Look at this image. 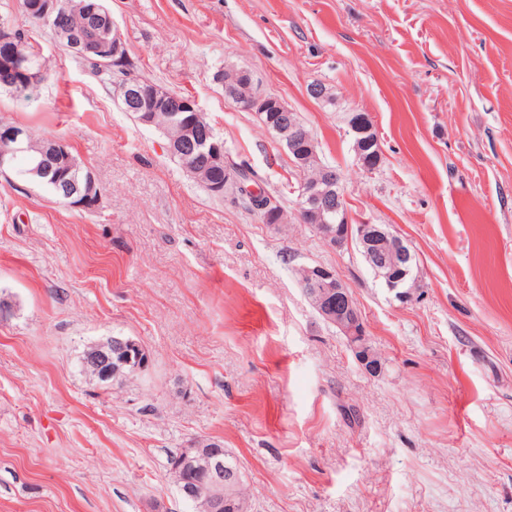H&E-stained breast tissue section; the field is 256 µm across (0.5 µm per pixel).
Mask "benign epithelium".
<instances>
[{"instance_id":"1","label":"benign epithelium","mask_w":512,"mask_h":512,"mask_svg":"<svg viewBox=\"0 0 512 512\" xmlns=\"http://www.w3.org/2000/svg\"><path fill=\"white\" fill-rule=\"evenodd\" d=\"M107 18L112 32L94 37L74 35L70 39V49L77 55L95 59L100 63L110 64L116 69L128 57V51L112 14L104 6H99ZM58 0H36L30 7L31 18L38 22H50L58 19ZM18 50L12 28L0 27V51L13 55ZM114 96L125 112H131L135 119L144 125H154L151 110L145 107L150 100L160 104L179 115L182 140L167 143L170 155L187 158L190 150L206 154L224 164V144L210 141L199 135V124L204 114L196 101L190 97L169 99L164 88L157 85H145L141 77L132 70L113 85ZM224 97L238 107L254 112L262 118L267 127H272L279 141L288 152L295 153L297 145L306 143L309 154L301 159L302 164L319 161L316 142L311 133L297 124L292 111L280 99L260 95L256 90L250 91L246 102L238 100L234 88L224 86ZM269 109L279 112L274 118L263 116ZM348 134L355 141L370 135L377 140L372 120L364 113H354L348 120ZM32 134L18 125L0 124V171L10 167L15 153L23 151L30 144ZM69 171H60L56 183L67 188L66 198L75 208L93 209L99 205L95 195L96 177L93 171L84 175L82 186L72 184L68 179ZM335 213L340 217L339 223L330 224L324 214ZM296 218L303 224H309L333 248H341L354 242L360 247L365 261L371 267H383L387 259L378 250L380 243L391 239L396 245L393 255L394 271L385 277L384 285L395 293L399 300L409 298L410 291L401 290L404 279L411 276L415 267V255L407 243L395 234L388 224H351L344 206L343 189L340 175L336 169L321 165L319 176L315 180L304 177L299 180L298 204ZM306 276L301 282L302 292L316 312L346 337L358 363L368 372L377 374L382 363L377 351L370 342L367 329L351 289L336 273V270L322 264L305 267ZM150 365V356L144 346L128 336H109L88 345L82 353L80 366L83 373L107 384L124 368L136 375L145 372ZM169 472L176 477L181 498L194 504L205 500L209 512H224V488L232 487L240 480V468L230 466L224 460V450L214 449L200 452V445L182 448L169 459Z\"/></svg>"}]
</instances>
